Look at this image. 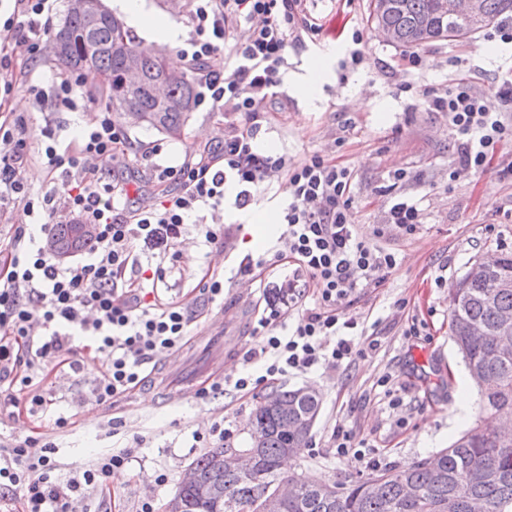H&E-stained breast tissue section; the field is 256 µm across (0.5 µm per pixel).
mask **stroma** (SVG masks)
Masks as SVG:
<instances>
[{
    "mask_svg": "<svg viewBox=\"0 0 512 512\" xmlns=\"http://www.w3.org/2000/svg\"><path fill=\"white\" fill-rule=\"evenodd\" d=\"M368 3L305 0L304 13L320 31L289 46L280 70V94L267 101L269 118L257 136L261 149L287 155L297 167L316 153L336 157L353 175L354 222L364 237L397 256L398 265L384 284L358 291L347 309L358 322V356L334 371L272 380L245 397L236 393L235 376L248 369L243 356L256 341L260 311L269 303L288 307L287 267L266 269L256 281L237 273L245 256L262 257L275 246L271 235L250 247L255 230L251 218L263 211L283 214L288 182L280 175L268 178L244 209L235 205L237 187L226 184L219 219L229 233L228 246L216 250L189 231L184 244L195 255L179 256L181 283L169 293L170 299L196 310L191 332L223 323V337L189 341L183 353H171L170 358H185L192 374L220 363L231 368L225 392L207 401L192 392L169 399L145 386L97 403L91 381L107 357L87 353L79 337L73 346L84 372L58 373L51 414L39 421L0 416V439L47 437L58 446L65 473L86 467L102 454L132 449L131 462L110 478L108 491L94 495L99 512H135L146 496L153 498L156 512H165L184 470L209 449L205 437L214 422L223 421L234 447H247L257 404L279 389H312L322 398L309 444L290 459L288 472L342 484L435 455L484 418L448 335V290L470 263L494 259L501 246H512V179L494 172L449 179V167L458 163V137L447 113L427 110L419 92L428 88L442 94L463 78L491 111L503 112L497 90L512 71V42L501 43L496 27L489 26L462 42L419 47L423 64L415 68L408 63L409 49L387 42L368 22ZM321 61L326 64L325 80L311 103L300 89L301 79ZM503 114L512 121V112ZM235 120L229 113L195 109L180 140L128 127V153L105 159L99 171L138 189L139 201L151 200L158 189L140 163L142 151L159 143L157 163L178 166L212 148ZM397 170L406 172L402 189L420 209V222L410 234L385 223L384 189ZM380 226L385 233L379 237L375 231ZM208 270L224 275L223 308L199 293L198 283ZM385 378L390 381L386 388L380 385ZM389 388L402 397L401 406H390L385 395ZM58 415L69 418L66 428H54ZM337 427L374 445L373 462L337 458L330 440ZM159 470L168 473L167 485H155Z\"/></svg>",
    "mask_w": 512,
    "mask_h": 512,
    "instance_id": "obj_1",
    "label": "stroma"
}]
</instances>
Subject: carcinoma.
Returning <instances> with one entry per match:
<instances>
[{
	"label": "carcinoma",
	"mask_w": 512,
	"mask_h": 512,
	"mask_svg": "<svg viewBox=\"0 0 512 512\" xmlns=\"http://www.w3.org/2000/svg\"><path fill=\"white\" fill-rule=\"evenodd\" d=\"M512 18V0H481L474 18L445 14L439 0H370L368 19L393 33L398 47L431 41H461L464 36ZM120 31L124 49L113 48ZM56 58L70 71L107 90L114 115L126 105L149 117L146 130L180 140L195 106V84L185 70L168 66L167 50L142 59L143 82H124L125 53L139 41L112 12H79L69 2ZM168 74L164 97L154 82ZM52 242L61 252L84 249L69 224L56 227ZM450 338L464 359L481 408L512 421V250H501L491 263H472L448 291ZM274 402L263 400L254 411L250 433L254 466L247 472L224 468V448H211L190 465L196 480L180 482L167 504L169 512H512V435L490 424H477L451 447L406 467L380 470L349 485L325 480L281 477L282 462L308 446L320 412L319 395L308 389L279 390ZM286 483L293 494L272 497Z\"/></svg>",
	"instance_id": "1"
}]
</instances>
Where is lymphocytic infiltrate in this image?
I'll use <instances>...</instances> for the list:
<instances>
[{
  "label": "lymphocytic infiltrate",
  "instance_id": "1",
  "mask_svg": "<svg viewBox=\"0 0 512 512\" xmlns=\"http://www.w3.org/2000/svg\"><path fill=\"white\" fill-rule=\"evenodd\" d=\"M300 7V0H189L192 33L179 53L196 66L197 103L211 112L238 113L242 122L225 133L219 150L194 163L164 166L153 162L152 152L143 153L152 180L164 187L152 204L127 209L129 188L99 176L87 163L127 151V135L108 109L94 108L80 134L58 146L57 116L77 109L85 77H54L27 86L34 105L47 115L39 133L51 187L41 195H31L22 177L33 135L27 118L0 114V216L20 205L34 219L30 226L12 225L0 237V386L11 387V406H24L33 416L49 411L53 399L43 383L64 365L81 373V363L70 357L79 336L108 356L91 385L96 402L139 386L144 365L180 347L196 318L192 309L163 299L157 289L188 226H195L205 242L226 247L223 225L207 223L203 209L223 206L229 181L239 188L237 205L248 206L273 173L288 177L286 229L271 258L245 259L238 273L251 276L288 265L296 284L288 304L299 316L287 327L279 309H263L261 336L246 353L247 362H263V371L246 372L234 387L248 393L295 372L336 370L356 355L358 323L346 313L350 298L357 289L379 287L396 268L397 257L359 236L349 169L318 154L296 167L286 155H265L255 145L262 106L280 84L289 45L316 30L301 17ZM55 9L56 0H14L13 14L0 29L1 71L10 70L16 46L40 56ZM229 40L236 66L228 73L224 44ZM421 97L430 111L448 113L461 137L460 165L450 168L449 178L490 172L496 143L512 138V125L502 119L503 111L512 110V78L498 90L499 113L488 111L463 80L446 95L426 89ZM404 178L401 171L392 175L386 221L409 234L417 227L419 209L398 187ZM75 218L94 225L95 239L82 263L64 266L47 243L55 225ZM140 244L154 248V270L137 259ZM57 452L54 442L38 437L0 444V500L13 512H69L73 501L88 499L131 460L130 451L111 452L65 475Z\"/></svg>",
  "mask_w": 512,
  "mask_h": 512
}]
</instances>
